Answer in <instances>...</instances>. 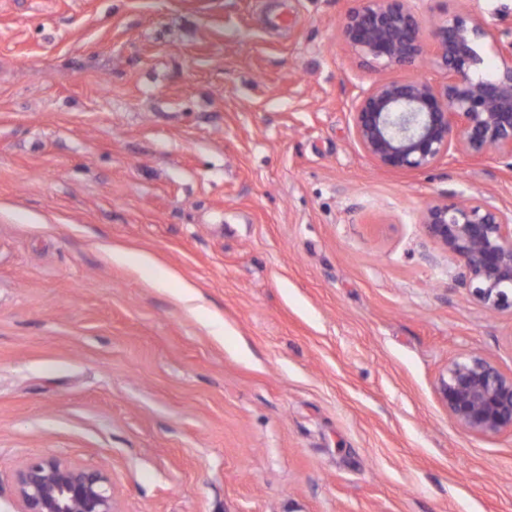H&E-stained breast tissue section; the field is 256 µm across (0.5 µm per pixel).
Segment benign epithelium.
Returning a JSON list of instances; mask_svg holds the SVG:
<instances>
[{"label": "benign epithelium", "instance_id": "1", "mask_svg": "<svg viewBox=\"0 0 512 512\" xmlns=\"http://www.w3.org/2000/svg\"><path fill=\"white\" fill-rule=\"evenodd\" d=\"M415 0H362L341 35L375 73L411 69L430 52L440 83L408 77L378 80L352 103L355 140L379 167L422 171L454 153L475 161L512 160V33H493L467 13L439 16L425 29ZM498 57L496 73L476 75L481 46ZM426 234L458 264L456 281L486 310L512 312V209L476 198L426 205ZM439 396L467 433L512 431V375L472 353L448 364ZM18 512H114L108 474L44 457L15 477Z\"/></svg>", "mask_w": 512, "mask_h": 512}]
</instances>
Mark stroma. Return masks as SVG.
Here are the masks:
<instances>
[{"label": "stroma", "instance_id": "stroma-1", "mask_svg": "<svg viewBox=\"0 0 512 512\" xmlns=\"http://www.w3.org/2000/svg\"><path fill=\"white\" fill-rule=\"evenodd\" d=\"M360 0H0V512L56 457L115 512H512L436 383L489 314L420 212L512 163L357 145ZM512 30V0H421ZM156 263L113 260L110 245Z\"/></svg>", "mask_w": 512, "mask_h": 512}]
</instances>
